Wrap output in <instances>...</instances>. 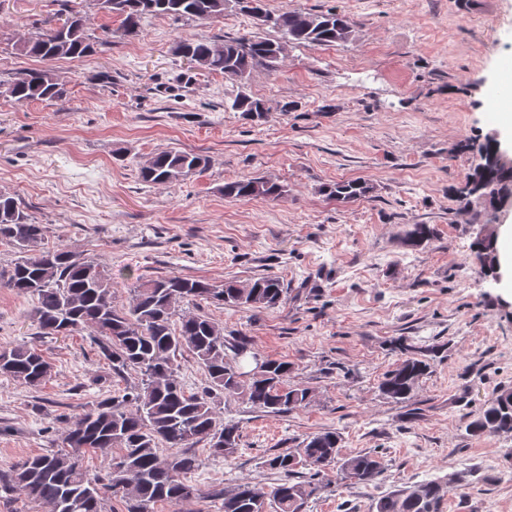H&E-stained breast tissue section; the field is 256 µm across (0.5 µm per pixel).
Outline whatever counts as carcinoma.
Returning <instances> with one entry per match:
<instances>
[{
    "label": "carcinoma",
    "mask_w": 512,
    "mask_h": 512,
    "mask_svg": "<svg viewBox=\"0 0 512 512\" xmlns=\"http://www.w3.org/2000/svg\"><path fill=\"white\" fill-rule=\"evenodd\" d=\"M60 0L62 22L11 38L12 49L21 55L50 61L80 59L93 51L81 12ZM105 14L118 17L130 35L140 30L149 14L185 17L210 22L224 17L227 0H93ZM263 22L281 34L270 40L241 36L222 44L185 40L178 45L181 56L197 67L217 72L238 84L231 109L254 118L268 111L266 103L245 91L252 71L262 66L270 72L279 68L288 44L330 46L353 36V23L344 14L304 13L283 9L264 11ZM3 94L18 104L36 100L54 101L65 95L64 85L48 70L32 69L0 82ZM499 150L493 140L478 145L482 170H473L458 190L463 200L484 188L489 196L485 215L495 201L497 187L512 185V171L499 165ZM207 159L201 154L164 150L140 167L139 178L152 186L172 185L203 171ZM370 186L362 181H344L323 188L331 199L349 200L366 195ZM227 199L264 197L279 200L285 187L263 177L227 181ZM46 227L36 223L13 196L0 193V242L18 250L20 257L6 272L4 285L19 294L31 295L36 303L29 319L42 336H71L88 332L100 336L99 352L112 365V372L135 368L139 384L123 394L103 399L87 408L71 423L66 447L49 454L27 457L8 472L0 471V500L24 498L45 512H104L106 494L120 497L126 512H153L151 506L165 502L177 506L205 496L221 500V512H302L308 499L321 486L316 477L336 466L341 479L365 484L383 471L380 458L371 453L343 456L339 436L323 431L308 437L295 451L272 453L263 465L279 475L278 483L264 490L242 482L229 490L203 493L187 480L199 460L190 452L198 443L208 445L210 454L227 458L239 445L237 423L222 419L210 401L211 391L199 395L187 391L177 380V358L190 352L204 369L212 387L226 397H240L252 408L283 415L311 401L309 388L288 382L292 364L276 359L248 380L242 379L240 362L248 352V341L239 337L229 344L223 329L211 319L181 310L202 302L252 308H274L288 289L277 276L263 275L246 284L228 280L217 284L205 279L166 277L136 280L127 305L115 303L112 272L91 256H80L66 248L44 246ZM435 238L429 224H410L403 244L427 246ZM498 234L473 244V251L491 277L500 265ZM404 358L386 372L378 388L397 403L412 401L419 380L431 368L427 354L403 341L396 342ZM52 374L51 363L41 350L26 344L0 347V375L29 388H40ZM468 431L512 434V389L501 388L472 415ZM106 477L92 476L83 467L81 454L87 450L103 455L113 449ZM161 448H175L167 456ZM448 487L430 481L397 489L379 499L376 512H442Z\"/></svg>",
    "instance_id": "1"
}]
</instances>
